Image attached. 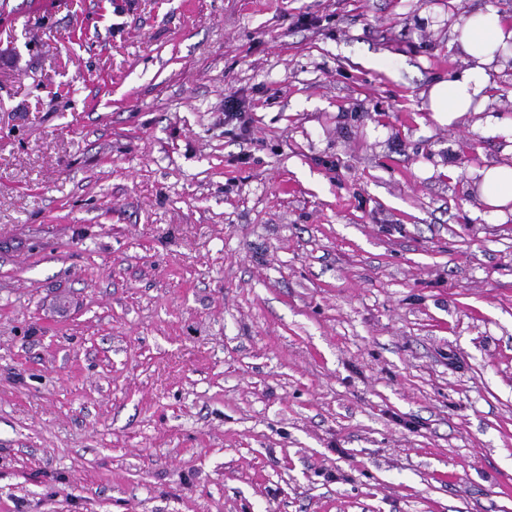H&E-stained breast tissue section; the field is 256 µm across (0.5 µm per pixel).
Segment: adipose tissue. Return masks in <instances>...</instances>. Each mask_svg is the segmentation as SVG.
Returning a JSON list of instances; mask_svg holds the SVG:
<instances>
[{"instance_id":"ef3b65f1","label":"adipose tissue","mask_w":512,"mask_h":512,"mask_svg":"<svg viewBox=\"0 0 512 512\" xmlns=\"http://www.w3.org/2000/svg\"><path fill=\"white\" fill-rule=\"evenodd\" d=\"M453 42L469 65L462 80L448 84L435 83L429 90V108L434 119L452 124L459 114L471 111L473 105L488 103L487 71L496 61L512 59V22L496 11H476L456 27ZM480 183L485 204L502 210L512 204V165H489L474 172Z\"/></svg>"}]
</instances>
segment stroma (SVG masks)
<instances>
[{
    "instance_id": "1",
    "label": "stroma",
    "mask_w": 512,
    "mask_h": 512,
    "mask_svg": "<svg viewBox=\"0 0 512 512\" xmlns=\"http://www.w3.org/2000/svg\"><path fill=\"white\" fill-rule=\"evenodd\" d=\"M479 9L0 0V512H512ZM509 21L494 10H478L456 26L453 43L469 64L462 80L435 83L429 90V108L440 124L451 125L459 114L488 103L487 71L496 62L512 58V28ZM500 50V58L496 52ZM476 105L472 107L473 103Z\"/></svg>"
}]
</instances>
